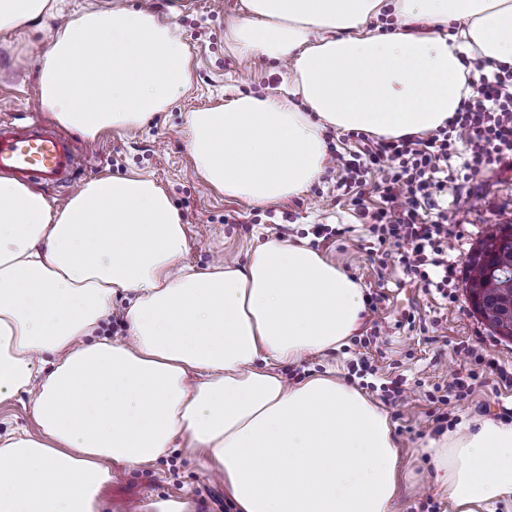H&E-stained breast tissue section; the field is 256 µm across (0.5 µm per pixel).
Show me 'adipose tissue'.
Masks as SVG:
<instances>
[{"label": "adipose tissue", "mask_w": 512, "mask_h": 512, "mask_svg": "<svg viewBox=\"0 0 512 512\" xmlns=\"http://www.w3.org/2000/svg\"><path fill=\"white\" fill-rule=\"evenodd\" d=\"M244 5L225 40L286 63L288 85L188 113L186 145L210 185L255 205L318 180L326 130L431 132L470 93L464 57L512 68V0ZM52 10L0 0V32ZM192 76L174 25L121 0L71 19L38 60L51 119L91 140L142 126ZM187 251L149 175L99 176L61 207L0 175V405L29 395L37 426L0 438V512H102L114 467L178 441L237 512H395L405 478L388 414L329 374L279 372L357 333L360 284L305 241L271 238L204 271ZM121 294L128 337L99 335ZM423 451L451 512H512V424L473 418Z\"/></svg>", "instance_id": "1"}]
</instances>
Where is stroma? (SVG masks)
Returning <instances> with one entry per match:
<instances>
[{
    "mask_svg": "<svg viewBox=\"0 0 512 512\" xmlns=\"http://www.w3.org/2000/svg\"><path fill=\"white\" fill-rule=\"evenodd\" d=\"M130 7L167 14L178 7L179 32L193 61L191 88L165 111L143 126L91 141L78 133L70 138L78 151L76 183L101 174L147 172L168 191L185 226L189 248L186 264L207 269L223 258L245 263L256 238L273 236L310 246L359 282L365 294L378 297L376 313L366 314L355 336L338 349L314 356L281 373L296 382L316 373L333 371L345 383L367 392L389 416L405 469L413 486L397 512H448V501L426 491L428 459L420 445L437 435L433 394L448 398V422L485 414L512 423V384L503 383L497 368L512 372V340L493 334L475 312L465 280H458L452 301L432 288L409 282L395 251L374 246L370 226L349 201H337L340 174L325 170L303 194L262 207L224 197L196 172L186 147L187 113L213 107L240 93H266L278 87L285 71L279 62L260 55L240 56L224 45V29L242 16V0H127ZM59 23L48 19L42 32L14 37L0 46V121L27 125L44 122L48 114L39 99L38 56L56 34ZM473 192L449 201L462 237L450 240L448 258L458 271L488 236L512 224V170L476 175ZM340 228L325 239L316 227ZM416 316L407 324L404 316ZM380 335L369 342L371 326ZM482 351L484 364L471 358ZM402 380L403 404L392 403L384 387ZM471 380L470 395L460 394L459 380ZM105 512H146L150 502L184 499L190 512H231L224 483L203 468L189 452L173 449L157 463L135 469H114L103 493Z\"/></svg>",
    "mask_w": 512,
    "mask_h": 512,
    "instance_id": "35a3bbf8",
    "label": "stroma"
}]
</instances>
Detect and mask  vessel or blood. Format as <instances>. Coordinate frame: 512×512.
Returning <instances> with one entry per match:
<instances>
[{
  "label": "vessel or blood",
  "instance_id": "vessel-or-blood-1",
  "mask_svg": "<svg viewBox=\"0 0 512 512\" xmlns=\"http://www.w3.org/2000/svg\"><path fill=\"white\" fill-rule=\"evenodd\" d=\"M78 165L71 144L53 130L0 123V171L23 181L67 186Z\"/></svg>",
  "mask_w": 512,
  "mask_h": 512
}]
</instances>
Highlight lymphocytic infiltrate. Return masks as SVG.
<instances>
[{"mask_svg": "<svg viewBox=\"0 0 512 512\" xmlns=\"http://www.w3.org/2000/svg\"><path fill=\"white\" fill-rule=\"evenodd\" d=\"M465 67L472 93L445 125L396 140L362 134L351 154L331 155L344 196L370 224L378 245L396 248L412 282L443 294L458 280L448 241L460 232L440 196L468 188L474 173L512 168V70L480 56L467 59ZM462 143L468 154L459 168H449ZM369 191L378 194L380 206L365 205Z\"/></svg>", "mask_w": 512, "mask_h": 512, "instance_id": "lymphocytic-infiltrate-1", "label": "lymphocytic infiltrate"}]
</instances>
